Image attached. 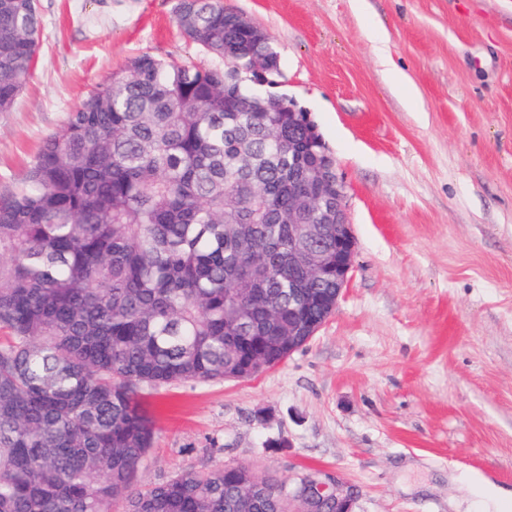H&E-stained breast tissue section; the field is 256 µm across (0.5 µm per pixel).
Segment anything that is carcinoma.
Masks as SVG:
<instances>
[{
	"label": "carcinoma",
	"instance_id": "carcinoma-1",
	"mask_svg": "<svg viewBox=\"0 0 512 512\" xmlns=\"http://www.w3.org/2000/svg\"><path fill=\"white\" fill-rule=\"evenodd\" d=\"M217 63L141 55L0 191V512H288V481L183 468L138 486L147 390L245 380L289 358L288 135L267 31L177 0ZM37 0H0V112L31 73ZM230 57L234 70L224 67Z\"/></svg>",
	"mask_w": 512,
	"mask_h": 512
}]
</instances>
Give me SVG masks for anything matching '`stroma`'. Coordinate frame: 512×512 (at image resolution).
<instances>
[{
    "label": "stroma",
    "instance_id": "1",
    "mask_svg": "<svg viewBox=\"0 0 512 512\" xmlns=\"http://www.w3.org/2000/svg\"><path fill=\"white\" fill-rule=\"evenodd\" d=\"M176 4L39 0L36 66L0 112V189L133 58L209 63ZM224 5L270 33L278 92L336 159L355 269L282 365L151 395L141 484L236 462L283 480L333 473L355 512H512V0ZM378 34L416 99L381 64Z\"/></svg>",
    "mask_w": 512,
    "mask_h": 512
}]
</instances>
